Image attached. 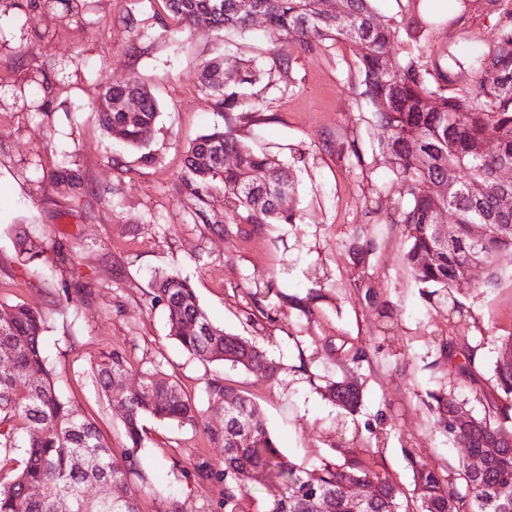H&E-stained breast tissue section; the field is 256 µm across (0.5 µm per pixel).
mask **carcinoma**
Here are the masks:
<instances>
[{
	"label": "carcinoma",
	"mask_w": 512,
	"mask_h": 512,
	"mask_svg": "<svg viewBox=\"0 0 512 512\" xmlns=\"http://www.w3.org/2000/svg\"><path fill=\"white\" fill-rule=\"evenodd\" d=\"M177 25L192 28L206 15L210 31L243 32L253 26L251 16L265 17L271 44L288 43L312 52L325 41L354 45L358 77L352 88L359 101L372 108L380 133L374 150L387 160L390 186H374L360 223L398 224L406 241V259L420 290L441 293L440 307L456 318L458 335L435 339V364L461 384L476 383L473 371L477 347L469 336L473 316L455 295L466 281L473 257L487 270L486 285L499 279L495 255L512 249V211L498 199L512 192L498 172L512 166V0H486L497 17L498 36L479 59L475 85L462 93L453 68L443 57L416 53L433 26L419 9L422 0L400 18L385 19L375 0H161ZM87 0H52L61 18L83 14ZM321 42L308 40L309 33ZM261 63L226 54L205 63L201 84L221 107L249 114L254 105L240 100L243 90L263 75ZM136 98L139 107L127 112L123 103ZM158 104L151 90L137 78L107 83L96 112L103 129L134 149L146 148L152 138ZM336 153L366 170L357 139L336 143ZM236 165H224V155ZM181 186L200 204L224 197V210L238 223L295 224L298 210L281 209L269 191L288 187L291 199L298 182L290 168L259 154L238 139L234 128L216 129L188 148ZM49 184L77 196L85 191L79 168L68 164L50 175ZM454 218V236L439 237L442 213ZM19 256L43 252L41 244L23 234L16 240ZM153 301L167 315L168 336L189 354L208 362H222L255 374L276 370V363L250 339L226 332L209 319L191 284L176 275L156 276ZM46 319L26 305H0V452L24 449L19 468L0 476V512H139L128 478L138 461L128 452L143 444V422L152 419L197 428L206 424L201 410L176 381L159 369L141 372V387L126 394L112 393L131 363L116 350L103 354L96 365L97 381L109 403L120 412L127 450L116 454L96 423L61 390L46 366L41 341ZM196 324L194 333L187 325ZM362 349L336 356L341 378L327 390L342 410L351 414L360 401L361 385L351 380L354 366L365 361ZM210 400L228 408L224 430L206 428L224 460L195 465L202 481L224 482L220 512H246L259 483L267 491L258 512H512V336L501 342L494 365L492 390L475 388L483 413L466 427L450 420L459 402L444 392H428L425 404L449 439L483 461L473 471L465 462L443 472L415 465L413 489L405 491L380 465L372 448L338 442L317 466L307 469L285 461L268 428L255 421L252 399L211 378ZM248 427L247 436L241 435ZM362 495L356 500L351 488Z\"/></svg>",
	"instance_id": "cac0c4a2"
}]
</instances>
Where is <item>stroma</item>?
Instances as JSON below:
<instances>
[{"label": "stroma", "mask_w": 512, "mask_h": 512, "mask_svg": "<svg viewBox=\"0 0 512 512\" xmlns=\"http://www.w3.org/2000/svg\"><path fill=\"white\" fill-rule=\"evenodd\" d=\"M482 3L472 0V18L462 27L455 23V0H425L436 25L420 53L437 56L453 46L464 59L481 56L496 23ZM227 49L245 60L277 57L290 65V78L276 74L253 86L258 116L217 109L200 83L203 63ZM41 66L52 93L48 111L36 112L20 89ZM356 73L350 45L337 42L312 53L286 44L276 49L258 24L226 39L201 22L189 30L177 26L159 0H90L72 20L42 7L0 9V303L42 311L48 365L115 451L125 444L122 420L94 378L100 356L114 348L133 366L128 383H136L142 370L160 368L211 425L224 411L209 400L206 382L222 377L252 398L285 458L306 467L329 452L344 428L378 448L406 489L412 462L439 471L462 461L463 447L448 439L424 403L427 393L448 388L445 369L434 364V340L454 335L455 319L436 311L435 300L414 283L400 226L357 222L372 185L388 180L389 170L372 151L378 131L349 83ZM132 75L159 103L147 160L107 134L94 112L106 81ZM227 124L256 152L295 170L299 223L257 229L238 223L220 196L210 203V223L198 217L195 200L178 188L186 151L198 136ZM346 134L357 139L368 171L337 154L336 141ZM68 157L77 161L86 186L77 196L43 181ZM23 230L41 242L62 240L73 263L55 266L46 252L20 266L15 239ZM361 234L374 248L365 266L355 264L348 250ZM314 265L327 271V279L311 278ZM494 266L497 285L484 287L480 272L457 291L477 325L472 342L478 347L476 377L483 382L493 374L501 338L512 335V252L496 256ZM158 271L188 280L210 319L256 341L277 371L256 375L184 351L168 336L163 311L152 301ZM357 275L375 303L354 288ZM78 280L92 284L91 303L67 301L64 283ZM259 288L266 292L260 299L254 296ZM290 295L310 297V313L288 304ZM330 344L368 354L355 370L365 386L350 416L325 391L336 374ZM144 430L136 452L141 473L129 480L140 512H219L223 483L193 476L199 460L223 456L204 429L149 419Z\"/></svg>", "instance_id": "35a3bbf8"}]
</instances>
